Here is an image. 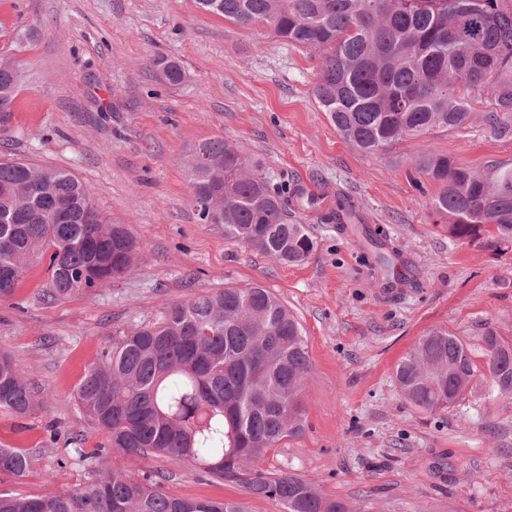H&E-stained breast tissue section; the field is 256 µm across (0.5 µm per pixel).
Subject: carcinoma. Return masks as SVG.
<instances>
[{
	"label": "carcinoma",
	"mask_w": 512,
	"mask_h": 512,
	"mask_svg": "<svg viewBox=\"0 0 512 512\" xmlns=\"http://www.w3.org/2000/svg\"><path fill=\"white\" fill-rule=\"evenodd\" d=\"M240 25L263 24L275 36L323 54L315 96L340 136L372 153L436 130L462 134L480 98L484 132L512 140V0H196ZM160 77L186 81L176 59L156 62ZM23 74L0 55V134L9 130ZM191 203L200 220L214 209L212 183H224V237L283 265L304 262L316 241L286 193L261 165L220 137L194 144L186 159ZM417 170L438 185L430 207L448 237L512 248V160L480 171L425 153ZM68 207L69 224L51 221ZM340 231L392 266L381 228L350 202L337 201ZM141 244L114 224L70 173L21 159H0V300L14 296L29 267L49 259L45 297L68 299L127 274ZM484 368L512 395V339L488 326ZM312 372L303 328L278 297L255 285L226 287L159 318L112 333V346L75 391L81 412L104 431L112 453L164 456L251 495L274 498L285 512H361L324 495L293 473L268 475L264 454L304 429L301 390ZM476 372L469 346L436 329L398 363L403 396L416 409L444 410ZM38 405L27 375L0 353V410L18 417ZM33 465L22 448H0V476L22 478ZM164 476L134 479L112 461L83 487L60 494L0 493V512H246L239 501L176 497Z\"/></svg>",
	"instance_id": "cac0c4a2"
}]
</instances>
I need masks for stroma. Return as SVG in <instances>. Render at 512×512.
Returning <instances> with one entry per match:
<instances>
[{
	"instance_id": "obj_1",
	"label": "stroma",
	"mask_w": 512,
	"mask_h": 512,
	"mask_svg": "<svg viewBox=\"0 0 512 512\" xmlns=\"http://www.w3.org/2000/svg\"><path fill=\"white\" fill-rule=\"evenodd\" d=\"M1 51L13 53L25 80L0 158L69 171L143 245L133 269L106 287L44 300L41 262L0 301V352L38 398L24 418L0 410V448L35 458L26 477H0L1 493L73 491L90 480V467L62 461L60 451L107 441L74 393L114 331L224 287L258 284L298 317L312 363L300 395L305 429L265 454L266 472L314 479L361 512H512V397L481 375L453 408L422 412L396 380L398 362L430 330L465 340L479 365L485 327L512 338V251L449 239L430 209L437 185L414 170L428 151L481 170L512 158V141L488 136L476 113L467 134L360 152L314 95L319 52L265 25L206 13L195 0H0ZM163 56L182 62L186 83L158 79L152 62ZM216 136L260 161L284 190L305 183L349 196L384 229L414 287L382 295L370 255L319 211L307 220L316 249L298 266L200 221L184 160L192 144ZM122 463L137 478L165 472L175 496L284 512L277 500L164 457Z\"/></svg>"
}]
</instances>
